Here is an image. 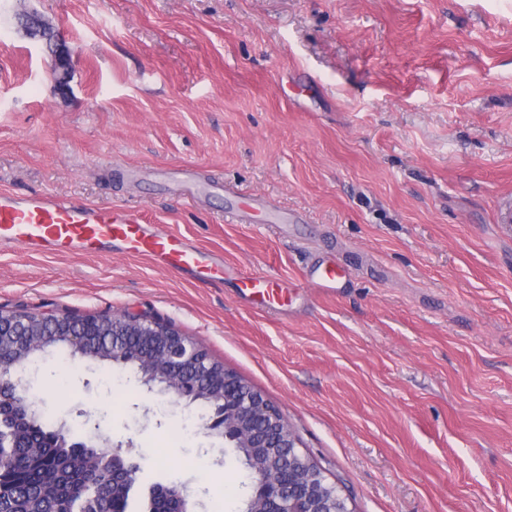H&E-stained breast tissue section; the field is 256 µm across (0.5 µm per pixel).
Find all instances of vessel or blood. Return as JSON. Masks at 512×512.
<instances>
[{
  "mask_svg": "<svg viewBox=\"0 0 512 512\" xmlns=\"http://www.w3.org/2000/svg\"><path fill=\"white\" fill-rule=\"evenodd\" d=\"M104 258L143 256L206 282L223 278L224 258L175 231L160 230L126 207H101L52 193L0 191V250Z\"/></svg>",
  "mask_w": 512,
  "mask_h": 512,
  "instance_id": "b4317fda",
  "label": "vessel or blood"
}]
</instances>
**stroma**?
I'll list each match as a JSON object with an SVG mask.
<instances>
[{
    "label": "stroma",
    "mask_w": 512,
    "mask_h": 512,
    "mask_svg": "<svg viewBox=\"0 0 512 512\" xmlns=\"http://www.w3.org/2000/svg\"><path fill=\"white\" fill-rule=\"evenodd\" d=\"M29 12L71 52L64 88ZM1 190L133 208L231 272L6 251L0 307L163 319L280 410L349 512H512V0H0ZM107 371L47 361L37 397L140 463L131 512L170 480L236 512L224 438L166 442L191 405Z\"/></svg>",
    "instance_id": "1"
}]
</instances>
